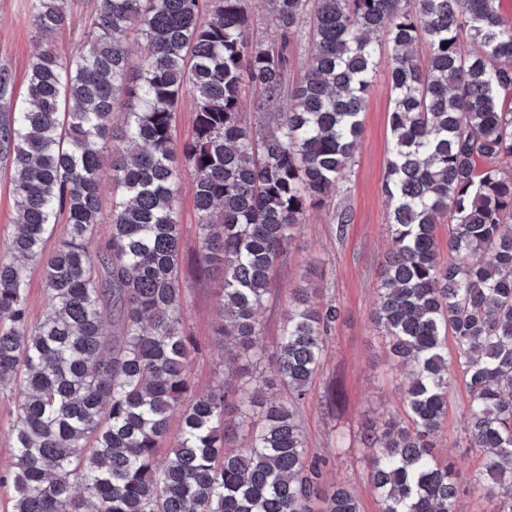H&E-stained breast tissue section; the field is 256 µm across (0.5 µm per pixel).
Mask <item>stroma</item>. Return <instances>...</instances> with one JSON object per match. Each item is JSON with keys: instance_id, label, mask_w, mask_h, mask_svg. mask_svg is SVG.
<instances>
[{"instance_id": "1", "label": "stroma", "mask_w": 512, "mask_h": 512, "mask_svg": "<svg viewBox=\"0 0 512 512\" xmlns=\"http://www.w3.org/2000/svg\"><path fill=\"white\" fill-rule=\"evenodd\" d=\"M30 0H0V69L14 77L11 99H0V124L5 123L14 100L23 92L28 64L39 49V38L29 21ZM372 91L361 115L363 137L347 180L327 203L309 211L305 224L288 252L275 265L271 295L262 313L264 333L260 344L272 351L280 334L288 298L310 276L322 298L336 302L341 316L331 332L321 366L302 407L300 420L311 454L329 461V481L346 485L358 495L362 512H379L378 500L368 481L370 450L364 438L372 420L404 414L403 373L392 369L386 339L374 323L377 286L384 256L390 245L389 207L382 193L385 179L392 109L388 73L391 60L380 52ZM10 159L0 152V258L10 259L8 244L15 231L14 197L10 184ZM179 207L182 224L180 272L194 284L186 306V325L205 350L194 356L190 379L198 390L219 383L230 359L216 338L220 322L218 277L192 278L191 267L199 253L195 234L193 179L181 182ZM349 208L352 220L338 232L336 211ZM468 393L456 381L449 395L448 416L438 437L441 456L454 461L463 478H470L481 464L479 453L463 447Z\"/></svg>"}]
</instances>
